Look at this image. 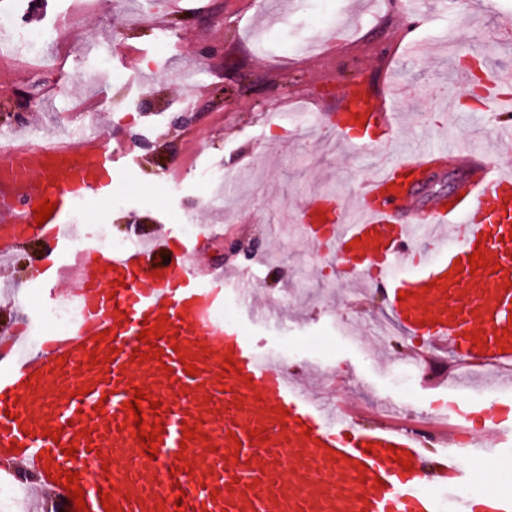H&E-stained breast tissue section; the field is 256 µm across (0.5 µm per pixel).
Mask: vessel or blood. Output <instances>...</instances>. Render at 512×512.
<instances>
[{"instance_id": "vessel-or-blood-1", "label": "vessel or blood", "mask_w": 512, "mask_h": 512, "mask_svg": "<svg viewBox=\"0 0 512 512\" xmlns=\"http://www.w3.org/2000/svg\"><path fill=\"white\" fill-rule=\"evenodd\" d=\"M404 94L394 86L342 99L341 131L360 120L389 124ZM436 154L468 172L463 209H418L414 197L388 196L401 173L431 169ZM123 167L95 133L72 145H0V241L37 228L50 259L37 284L44 304L57 302L73 266L83 309L67 335L46 337L38 351H0L1 463L61 498L64 486L47 477V465L79 473L84 500L110 493L117 512H443L451 500L456 512H512V496L496 492L456 500L465 454L431 453L401 429L366 427L303 391L225 320L224 279L191 271V242L140 234L118 253L77 242L74 200L111 194ZM361 195L368 204L352 224L326 214L318 198L299 213L340 273L382 288L407 335L449 344L466 364L511 360L512 172L429 143L383 163ZM45 199L55 211L39 224L34 210ZM474 253L485 259L477 268ZM157 323L156 343H140L145 325ZM139 389L147 395L142 428H162L153 453L126 407Z\"/></svg>"}]
</instances>
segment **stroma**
<instances>
[{
	"instance_id": "35a3bbf8",
	"label": "stroma",
	"mask_w": 512,
	"mask_h": 512,
	"mask_svg": "<svg viewBox=\"0 0 512 512\" xmlns=\"http://www.w3.org/2000/svg\"><path fill=\"white\" fill-rule=\"evenodd\" d=\"M418 38L448 37L472 44L471 77L455 51L387 63L380 46L392 43L408 18L402 0H0V44L26 47L29 33L56 28L64 59L48 54L32 72L9 59L0 66V132L31 141L66 137L78 127L111 134L126 169L115 185L124 202L87 205L82 230L101 225L112 237L132 225L157 227L185 239L186 223L200 225L194 270L225 273L224 311L239 318L236 291H251L258 308L278 305L261 324L243 322L247 339L275 346L279 367L306 387L393 417L431 412L448 402L462 411L456 424L512 406V387L497 403L475 397L493 370L468 368L463 383L429 385L396 376L401 360L421 345L404 335L379 290L339 278L314 249L298 212L310 194H328L347 208L376 154L406 155L428 142L476 148L486 160L512 167V148L497 124L498 72L512 69V41L500 23L512 0H463L447 20L444 0H417ZM84 17L81 37L59 27L70 12ZM110 37L123 53L102 79L95 42ZM408 90L375 143L337 145L336 103L354 86L375 90L390 82ZM106 87L94 114L76 104ZM224 177L211 185L206 173ZM249 246L228 255L224 242ZM43 253L35 231L17 238L0 272V327L43 306L31 289ZM512 457L470 453L468 477L512 493Z\"/></svg>"
}]
</instances>
